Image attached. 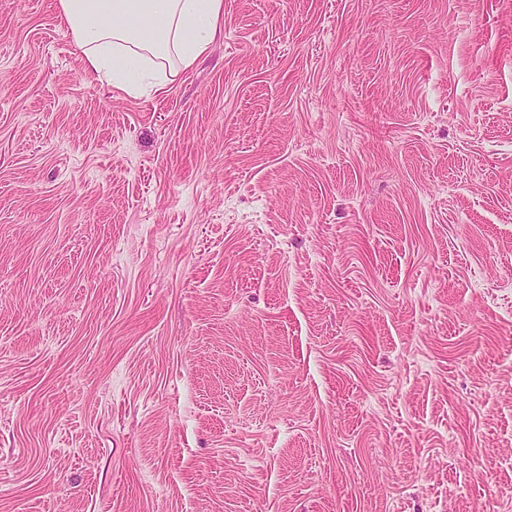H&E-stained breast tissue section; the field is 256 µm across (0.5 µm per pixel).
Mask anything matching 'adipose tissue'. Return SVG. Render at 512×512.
<instances>
[{
  "instance_id": "adipose-tissue-1",
  "label": "adipose tissue",
  "mask_w": 512,
  "mask_h": 512,
  "mask_svg": "<svg viewBox=\"0 0 512 512\" xmlns=\"http://www.w3.org/2000/svg\"><path fill=\"white\" fill-rule=\"evenodd\" d=\"M56 8L93 71L130 94L132 66L163 86L164 75L209 51L224 16V0H57Z\"/></svg>"
}]
</instances>
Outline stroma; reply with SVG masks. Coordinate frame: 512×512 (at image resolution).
<instances>
[{"mask_svg": "<svg viewBox=\"0 0 512 512\" xmlns=\"http://www.w3.org/2000/svg\"><path fill=\"white\" fill-rule=\"evenodd\" d=\"M0 512H512V0H0ZM56 8L93 71L129 94L138 91L134 64L164 88L161 72L191 67L224 18L223 0H57Z\"/></svg>", "mask_w": 512, "mask_h": 512, "instance_id": "35a3bbf8", "label": "stroma"}]
</instances>
